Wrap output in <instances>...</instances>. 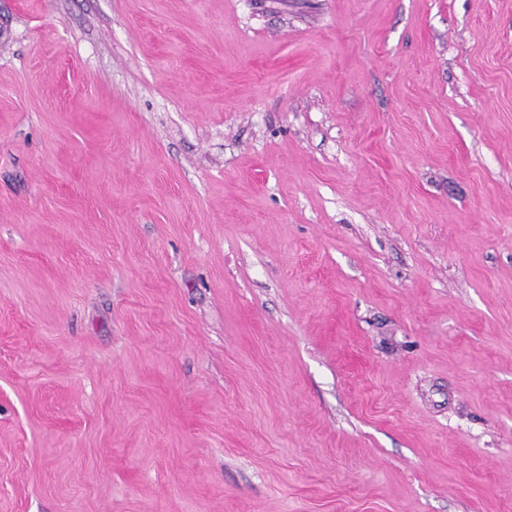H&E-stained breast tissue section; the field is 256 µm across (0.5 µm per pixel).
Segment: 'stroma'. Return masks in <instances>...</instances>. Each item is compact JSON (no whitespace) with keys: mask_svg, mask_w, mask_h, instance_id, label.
Segmentation results:
<instances>
[{"mask_svg":"<svg viewBox=\"0 0 512 512\" xmlns=\"http://www.w3.org/2000/svg\"><path fill=\"white\" fill-rule=\"evenodd\" d=\"M0 512H512V0H0Z\"/></svg>","mask_w":512,"mask_h":512,"instance_id":"35a3bbf8","label":"stroma"}]
</instances>
